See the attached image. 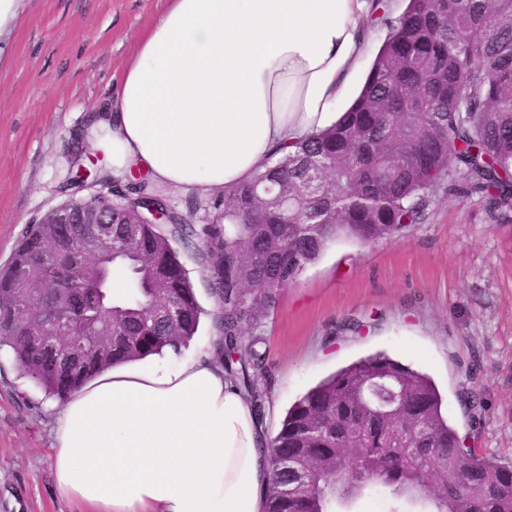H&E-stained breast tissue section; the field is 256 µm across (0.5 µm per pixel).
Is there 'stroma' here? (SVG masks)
I'll list each match as a JSON object with an SVG mask.
<instances>
[{
	"instance_id": "35a3bbf8",
	"label": "stroma",
	"mask_w": 512,
	"mask_h": 512,
	"mask_svg": "<svg viewBox=\"0 0 512 512\" xmlns=\"http://www.w3.org/2000/svg\"><path fill=\"white\" fill-rule=\"evenodd\" d=\"M169 0H29L0 66V266L26 225L91 185L69 182L86 116L118 87ZM267 437L343 367L383 353L426 374L464 437L512 466V221L440 183L420 224L370 245L339 240L284 288L257 328ZM42 390L0 354V512H76L51 476Z\"/></svg>"
}]
</instances>
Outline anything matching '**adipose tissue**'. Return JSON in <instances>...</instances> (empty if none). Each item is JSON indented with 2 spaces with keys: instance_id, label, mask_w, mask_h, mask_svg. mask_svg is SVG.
Returning <instances> with one entry per match:
<instances>
[{
  "instance_id": "obj_1",
  "label": "adipose tissue",
  "mask_w": 512,
  "mask_h": 512,
  "mask_svg": "<svg viewBox=\"0 0 512 512\" xmlns=\"http://www.w3.org/2000/svg\"><path fill=\"white\" fill-rule=\"evenodd\" d=\"M371 0H171L88 141L116 181L147 172L207 198L252 181L357 96ZM54 416L52 480L81 512H263L261 418L213 343L171 364L110 369Z\"/></svg>"
}]
</instances>
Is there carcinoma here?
<instances>
[{
  "mask_svg": "<svg viewBox=\"0 0 512 512\" xmlns=\"http://www.w3.org/2000/svg\"><path fill=\"white\" fill-rule=\"evenodd\" d=\"M387 34L355 103L325 131L295 145L275 168L224 194V223L192 224L179 211L171 224L138 225V249L100 259L101 284L92 287L73 270L60 287L32 284L35 298L61 297L69 312L65 339H80L86 363L64 369L30 336L16 315L13 288L18 262L37 257L48 225H30L0 269V346L10 349L23 375L50 397L64 399L103 370L181 353L195 336L203 309L180 252L201 269L216 303L215 356L225 375L265 411L259 380L266 377L263 339L248 347L242 336L275 308L281 291L329 244L361 245L401 237L421 223L433 190L452 169L463 172L448 190L483 197L490 216L512 217V0H407L396 17L373 0ZM286 203L257 196L262 185ZM125 288H112L115 277ZM175 303L174 323L157 320ZM387 388L365 401L367 386ZM404 404L391 409L392 390ZM358 419L367 429L362 447L346 439ZM419 424L425 439L395 441L391 426ZM270 471L264 512H336V500L366 490H388L393 512L422 506L458 512H512V466L467 448L448 423L429 377L377 354L353 363L310 389L288 410L265 446ZM303 460L304 487L274 485L285 460ZM470 484L449 480L454 467Z\"/></svg>",
  "mask_w": 512,
  "mask_h": 512,
  "instance_id": "1",
  "label": "carcinoma"
}]
</instances>
